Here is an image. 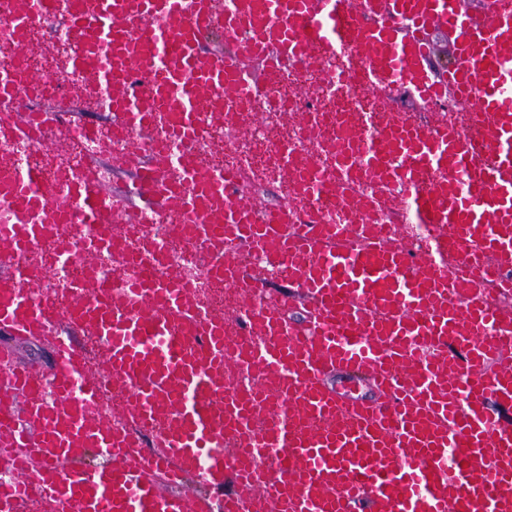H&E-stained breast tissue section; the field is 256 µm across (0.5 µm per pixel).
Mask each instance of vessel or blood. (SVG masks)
Wrapping results in <instances>:
<instances>
[{"mask_svg": "<svg viewBox=\"0 0 512 512\" xmlns=\"http://www.w3.org/2000/svg\"><path fill=\"white\" fill-rule=\"evenodd\" d=\"M58 15L81 53L75 67L130 140L113 166L137 164L134 191L148 201L126 225V198L94 168L68 184L44 180L10 148L48 150L60 134L97 139L55 98L33 107L0 72V330L49 340L39 374L0 348V512H212L185 488L187 476L235 491L223 512H512V309L486 287L512 272V0H15L9 28L16 56L25 37ZM448 29L456 59L428 65L429 33ZM220 29L230 55H206L201 36ZM347 49L363 54L383 96H442L476 113L474 141L446 122L336 121L346 159L326 175L315 156H282L287 202L260 206L237 169L200 168L194 133L201 111L255 123L274 108L282 71ZM363 175L402 187L401 201L432 230L434 250L416 253L372 216L386 198L359 200ZM331 193L359 223L311 208ZM167 210L193 230L206 256L200 277L230 281L240 297L237 345L224 321L197 307L195 279L157 254H133L130 230ZM124 277L120 292L67 283L65 309L38 305L43 268L23 263L37 248L79 258L86 225ZM246 245L284 269L310 298L303 324L285 297L259 298L225 247ZM70 324L105 352L93 373ZM367 376L374 399L342 395L330 373ZM124 394L115 416L101 405V379ZM107 465L90 470L89 451Z\"/></svg>", "mask_w": 512, "mask_h": 512, "instance_id": "b4317fda", "label": "vessel or blood"}]
</instances>
